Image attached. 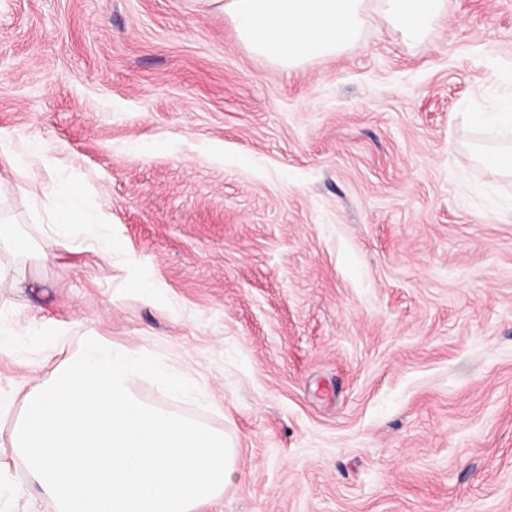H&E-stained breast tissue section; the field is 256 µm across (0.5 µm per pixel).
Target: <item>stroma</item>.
Returning a JSON list of instances; mask_svg holds the SVG:
<instances>
[{
	"label": "stroma",
	"mask_w": 512,
	"mask_h": 512,
	"mask_svg": "<svg viewBox=\"0 0 512 512\" xmlns=\"http://www.w3.org/2000/svg\"><path fill=\"white\" fill-rule=\"evenodd\" d=\"M293 70L208 0H0V138L104 212L0 294V400L86 336L194 383L145 401L225 434L201 512H512V0H447ZM0 512H56L0 451ZM483 166L512 176V147L486 150L480 155Z\"/></svg>",
	"instance_id": "1"
}]
</instances>
